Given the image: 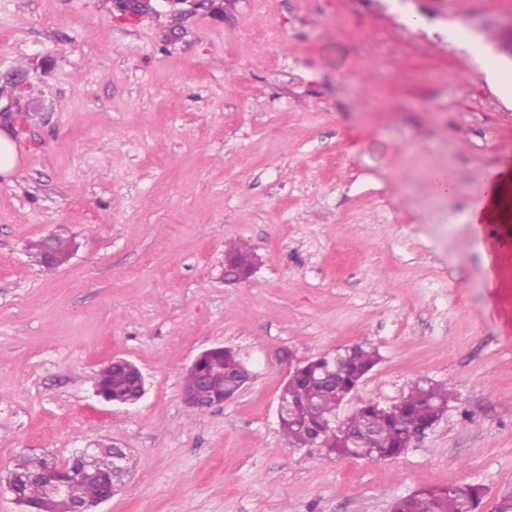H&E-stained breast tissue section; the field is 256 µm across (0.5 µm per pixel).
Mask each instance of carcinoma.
Here are the masks:
<instances>
[{"label":"carcinoma","mask_w":512,"mask_h":512,"mask_svg":"<svg viewBox=\"0 0 512 512\" xmlns=\"http://www.w3.org/2000/svg\"><path fill=\"white\" fill-rule=\"evenodd\" d=\"M255 254L244 244H232L225 251V262L234 265L245 279L254 267ZM224 367H216L209 376V394L228 395L243 384L245 373L237 369V353L224 348ZM379 362L376 349L364 344L339 348L298 364L289 373L281 396L289 404L281 430L294 448L316 444L314 431H331L336 437L333 453L338 457L396 459L409 449L410 428L433 425L448 408L452 392L448 385L425 380L412 382L407 393L389 407L367 403L347 420L336 423V411L362 378ZM96 386L114 401H128L137 390L130 373L111 364L100 369ZM55 460L48 455L23 454L14 469L23 473L52 470ZM71 498L89 502L105 493L99 479L66 478ZM19 496L36 512H59V500L49 486L34 480L23 484ZM483 487L475 484L425 489L399 497L391 512H478Z\"/></svg>","instance_id":"1"}]
</instances>
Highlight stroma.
<instances>
[{
    "label": "stroma",
    "instance_id": "stroma-1",
    "mask_svg": "<svg viewBox=\"0 0 512 512\" xmlns=\"http://www.w3.org/2000/svg\"><path fill=\"white\" fill-rule=\"evenodd\" d=\"M0 0V476L23 451L66 460L100 443L130 473L102 512H390L413 491L512 492V263L486 283L474 232L489 172L512 163V0H409L473 22L471 57L396 49L373 0ZM377 33L374 42L363 33ZM457 181L430 193L424 163ZM71 253L47 269L31 243ZM256 254L224 278L226 243ZM379 364L340 406L396 403L411 382L453 393L387 461L291 448L278 404L297 362L343 346ZM234 348L254 377L191 411L201 352ZM126 359L146 393L96 396ZM18 164V156L12 139L0 132V175H11Z\"/></svg>",
    "mask_w": 512,
    "mask_h": 512
}]
</instances>
